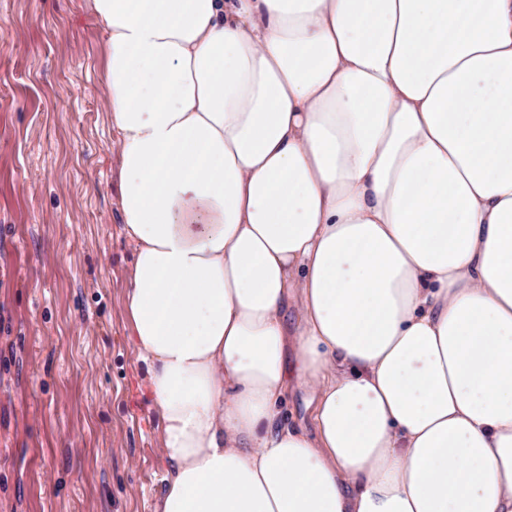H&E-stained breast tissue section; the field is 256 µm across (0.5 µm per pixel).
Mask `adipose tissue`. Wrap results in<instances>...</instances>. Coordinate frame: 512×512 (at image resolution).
I'll use <instances>...</instances> for the list:
<instances>
[{
	"label": "adipose tissue",
	"mask_w": 512,
	"mask_h": 512,
	"mask_svg": "<svg viewBox=\"0 0 512 512\" xmlns=\"http://www.w3.org/2000/svg\"><path fill=\"white\" fill-rule=\"evenodd\" d=\"M91 9L153 512H512V0ZM306 394L301 390L292 391L284 406L285 422L310 424V411L306 408Z\"/></svg>",
	"instance_id": "1"
}]
</instances>
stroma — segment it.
Listing matches in <instances>:
<instances>
[{
  "mask_svg": "<svg viewBox=\"0 0 512 512\" xmlns=\"http://www.w3.org/2000/svg\"><path fill=\"white\" fill-rule=\"evenodd\" d=\"M104 40L89 0H0V512H153L164 488Z\"/></svg>",
  "mask_w": 512,
  "mask_h": 512,
  "instance_id": "stroma-1",
  "label": "stroma"
}]
</instances>
